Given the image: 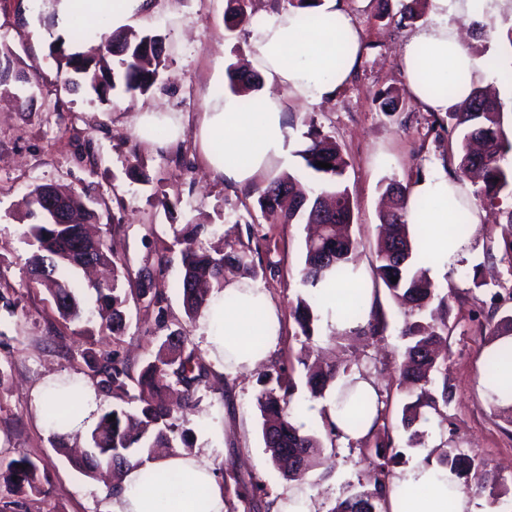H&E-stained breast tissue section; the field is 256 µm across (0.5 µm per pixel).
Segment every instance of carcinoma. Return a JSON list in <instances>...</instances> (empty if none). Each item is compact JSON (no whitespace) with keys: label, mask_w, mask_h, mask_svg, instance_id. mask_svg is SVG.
Segmentation results:
<instances>
[{"label":"carcinoma","mask_w":512,"mask_h":512,"mask_svg":"<svg viewBox=\"0 0 512 512\" xmlns=\"http://www.w3.org/2000/svg\"><path fill=\"white\" fill-rule=\"evenodd\" d=\"M426 0H408L404 4L401 20L415 22L423 15ZM224 22L232 29L250 24L251 15L245 9V0H227ZM93 35L97 44L86 52H69L59 46L52 50L58 71L64 73L62 88L67 92L83 90L104 99L110 92L147 95L157 86L159 67L164 54V38L159 34L145 33L131 39L122 29L107 31L106 26L94 23L76 31L75 37L85 41ZM34 76L18 65V59L7 48H0V90L33 85ZM229 91L242 97L243 111L251 110L249 94L257 90L260 76L256 72L242 71L231 64L227 68ZM448 117L453 121L448 138L456 142V177L468 179L479 185V193L490 204L501 196L512 198V168L504 167L506 157L512 153V139L503 129V105L490 98L481 89L473 88L470 96L452 106ZM307 142L296 152L306 168L322 175L318 189L307 194L299 188V179L283 172L258 190L257 203L262 210H278L285 224H311L316 232L305 240L304 263L299 271L298 293L289 307L297 335L309 340L320 321L316 290L323 281L333 278L338 283L352 282L356 272L359 243L348 235H339L336 225L352 223V203L348 189L342 184L346 161L339 147L320 130L313 128ZM331 164L329 168L317 162ZM56 192L51 185L38 184L29 192L28 236L33 251L25 264L30 283L45 287L59 317L76 324L82 311L77 299L78 289L71 273L85 268L81 254L71 251L77 241L91 252L97 264H110L117 269V261L103 239L89 236L85 226L100 219L94 204H106L84 190L65 196L68 223L60 224L55 215L45 207L47 193ZM390 206L380 216L382 236L376 252L379 265L376 278L388 289L392 298L416 320L408 322L402 331L405 341V360L399 370L398 390L403 394L400 424L407 434V445L417 443L419 434L414 426L427 419L428 410L437 409L438 403L448 405L446 377L447 354L442 346L448 342V323L437 322L435 308L448 306V295L441 294L429 275L419 267L420 255L425 247L417 246L407 232L409 188L390 182L385 187ZM217 234L212 224H186L175 231V238L184 245L182 250V277L176 285L188 320L193 321L209 305L213 296L224 289L230 274L243 278L257 277L253 250L250 246L236 248L227 241L229 233L221 235L224 247H206L202 240ZM169 260L162 252L150 251L136 277L129 273L113 274L112 280L94 281L85 287L93 290L100 313L106 316L104 329L114 340H120L127 329L125 306L129 300L145 302L156 313L157 326L166 327L168 297L164 274ZM398 278L392 282L391 278ZM386 331L384 316L372 311L366 322L359 324L352 333L377 337ZM89 376L97 392L118 400L111 410L102 413L88 436L92 451L71 460L80 472L91 476L102 467L112 470L114 483L120 484L124 468L150 456L156 448H172L179 439L187 443L186 432L180 430L182 415L200 402L198 393L209 387L216 373L194 346L184 329L170 332L157 346L155 353L145 363L138 365L116 351H89L83 355ZM512 365L508 356H489L481 368L488 382L502 379L506 367ZM275 383H264L256 396L260 411L261 436L270 455L273 467L289 479L300 471V462L310 465L311 459L324 447L323 440L304 430L296 423L302 412L295 399V385L282 366L275 368ZM442 377L440 399L429 395L427 386L432 383L430 373ZM347 374L348 367L338 372L310 370L306 384L314 397L324 395L336 382L339 374ZM342 402L350 404L347 413L349 425L369 426L368 443L378 427L382 414L376 409L369 418L368 400L347 390ZM115 420H110V416ZM391 441L375 444V454L369 458L372 488L359 490L331 509V512H380L387 496L393 490V473L390 468L395 455L388 454ZM438 462L462 480L465 492L480 494L487 489L481 463L474 455L453 448L444 451ZM0 479L13 494L40 495L49 475L27 457L10 461Z\"/></svg>","instance_id":"1"}]
</instances>
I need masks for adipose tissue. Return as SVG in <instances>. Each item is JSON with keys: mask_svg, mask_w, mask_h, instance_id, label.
Returning a JSON list of instances; mask_svg holds the SVG:
<instances>
[{"mask_svg": "<svg viewBox=\"0 0 512 512\" xmlns=\"http://www.w3.org/2000/svg\"><path fill=\"white\" fill-rule=\"evenodd\" d=\"M494 0H430L427 20L407 41L402 69L410 94L426 110L444 112L464 100L484 82L487 67L471 55L453 23L454 18L482 17ZM148 7V0H57L56 34H65L89 15L111 20L113 27L131 25ZM318 21L306 27L301 12L285 10L251 30L252 61L265 86L254 92V109L242 111L238 96L221 92L208 101L194 131L207 169L214 178L235 186L257 182L274 167H289L299 148L289 103L319 104L334 99L359 60L361 30L343 12L339 0H321L313 8ZM452 83V93L433 94L427 81ZM163 137H156V130ZM133 130L154 146L176 141L185 132L182 116L169 112L137 113ZM459 184L446 175L420 178L410 190L414 206L408 221L424 227L438 258L437 273H445L471 245L450 235L453 215L449 199L460 194ZM431 201L420 210L416 201ZM200 334L212 360L223 371L255 370L280 342L281 311L259 289L237 279L224 283L203 311ZM262 337L254 349L253 337ZM77 400L80 410L67 421V432L81 430L96 410L93 387L56 376L41 385V403ZM388 512H477L470 498L442 468L435 456L423 454L396 478ZM101 512H226L224 491L213 465L204 457L183 451L166 452L131 466L120 489L108 497Z\"/></svg>", "mask_w": 512, "mask_h": 512, "instance_id": "obj_1", "label": "adipose tissue"}]
</instances>
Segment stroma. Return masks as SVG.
<instances>
[{
	"mask_svg": "<svg viewBox=\"0 0 512 512\" xmlns=\"http://www.w3.org/2000/svg\"><path fill=\"white\" fill-rule=\"evenodd\" d=\"M149 12L133 29L161 34L170 47L160 68L157 89L147 95H113L103 101L86 92L66 94L62 77L50 56L49 41H36L32 28L41 15L35 0H0V47L11 48L22 64L37 63L38 83L28 111H15L9 98L0 97V295L13 300L14 313L0 308V462L27 457L45 468L50 482L42 494L23 497L19 512H100L106 487L102 480L85 476L55 448L58 431L46 420L36 393L47 377H83L82 350L117 351L135 360L154 350L166 329L144 305L127 306L128 329L119 341L99 330L95 294L83 292L82 308L88 316L87 334L77 335L63 322L41 290L29 288L24 260L31 251L26 235L29 222L22 204L31 184H63L74 190L92 187L94 195L112 200L122 228L104 232L115 257L138 269L149 249L170 247L171 263L165 277L169 285L168 327H186L196 336L197 323L186 322L176 284L181 275L179 250L173 232L185 224H215L230 229L233 239L257 247L261 259L253 287L265 292L284 312L280 343L260 371L225 373L212 388L202 390L195 410L185 413L190 452L211 461L234 512H273L277 493L285 481L274 469L259 434L260 414L255 396L260 372L286 365L297 386L295 397L307 412L308 430L323 433L325 398H311L297 357L302 346L313 353L347 360L352 370L370 369L381 395L387 396L388 433L400 451L399 467L411 465L423 448L476 451L484 461L488 482L507 491L492 499L477 497L479 512H512V418L497 410L485 394L479 369L487 348L488 326L482 315L492 292L506 295L501 310L512 312V268L502 262L504 242L512 228L504 225L500 206L486 203L474 185H465L468 207L481 221L473 225L472 254L433 280L448 295V323L454 331L448 347L450 400L440 413L422 423L424 438L408 447L400 429V395L396 389L398 364L404 342L401 331L407 316L385 287H373L377 264L380 198L389 181L409 185L432 174L453 173L457 158L448 149V136L434 123L432 113L415 101L400 66V51L414 30L401 22L399 0H342L363 33V52L349 82L334 100L308 105L294 102L289 110L298 134L317 127L339 145L347 161L343 183L353 207L351 234L360 243L358 274L371 285V295L387 321L386 332L373 339L345 336L332 340L321 329L310 343L296 337L287 312L298 290L304 263L306 235L301 224H283L256 205L257 189H238L214 179L199 153L193 129L206 110L212 93L227 85L226 68L251 56L250 26L227 30L226 0H151ZM495 30L486 38H466L478 58L512 62V7L492 15ZM391 90L401 95L400 112H381L375 95ZM139 112H177L188 128L178 142L155 149L133 134ZM91 141L96 161L79 160L84 141ZM142 160V175L132 178V154ZM156 235H149L148 227ZM487 281L483 290L472 287L473 277ZM332 468H312L305 483L317 512H330L338 500L359 490L369 479L368 463L357 445L336 444ZM257 480L260 493L249 502L237 496L243 482Z\"/></svg>",
	"mask_w": 512,
	"mask_h": 512,
	"instance_id": "1",
	"label": "stroma"
}]
</instances>
